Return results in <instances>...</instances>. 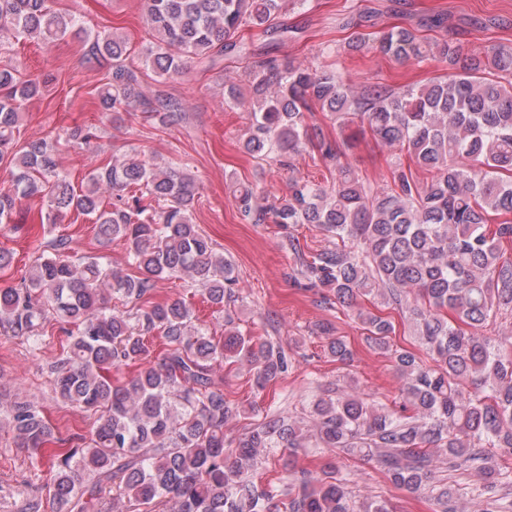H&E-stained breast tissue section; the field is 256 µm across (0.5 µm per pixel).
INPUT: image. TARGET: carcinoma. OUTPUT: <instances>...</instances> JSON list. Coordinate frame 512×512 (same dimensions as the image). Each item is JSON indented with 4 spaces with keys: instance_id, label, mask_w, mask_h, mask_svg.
Masks as SVG:
<instances>
[{
    "instance_id": "obj_1",
    "label": "carcinoma",
    "mask_w": 512,
    "mask_h": 512,
    "mask_svg": "<svg viewBox=\"0 0 512 512\" xmlns=\"http://www.w3.org/2000/svg\"><path fill=\"white\" fill-rule=\"evenodd\" d=\"M307 0H147L154 42L132 63L127 39L105 30L91 33L71 13L48 0H0V40L14 33L50 42L84 35L87 63L110 61L96 88L104 112L142 111L163 123L180 111L162 90L135 94L142 70L172 78L193 60L237 51L245 60L247 92L224 86V104L247 106L251 131L244 148L259 157H288L310 146L336 181L325 187L293 180L288 195L265 205L249 186L236 196L241 215L254 224H312L329 244L305 253L286 237L296 256L294 273L306 288H322L321 302L357 310L369 347L393 359L404 381L396 416L358 393L316 399L306 418L264 419L235 442L224 425L239 414L224 396L215 365L244 360L263 389L288 372L277 343L256 344L235 325L227 306L239 301L237 277L193 220L195 175L173 162L137 155L95 169L76 188L59 170L56 145L19 144V110L39 84L15 68L0 67V170L10 187L0 190V224H15L25 202L45 199L50 224L69 213L87 216L102 243L123 239L138 274L105 266L99 257L72 254L62 235L43 245L18 283L0 286V327L34 344L55 320L73 323L67 350L47 366L63 403L90 411V436L62 441L48 491L37 490L24 512H391L383 500L355 499L336 464L323 477L289 475L288 501L257 485L254 472L267 450L294 451L310 442L350 457L375 459L391 480L411 493L427 490L439 512H458L455 490L429 481L439 460L469 468L484 481L492 509L512 508V481L502 479L492 448L512 450V336H478L502 309L512 310V45L469 48L460 42L429 43L393 27L355 47L372 45L397 60L441 58L448 72L422 86L395 90L354 88L332 67L308 69L290 61L236 50L241 29L274 32L280 18ZM327 112L336 137L325 135L308 114ZM408 154L396 158L391 186L375 192L343 164L365 133ZM112 195L102 203L100 191ZM157 206L148 209L141 198ZM188 278L207 302L224 312V335L197 323L179 297L152 301L157 281ZM409 309L415 335L434 366L391 343L388 319L356 309L362 296ZM132 305L108 307L112 298ZM455 315L448 321L446 311ZM330 357L347 362L351 350L332 327ZM164 339L159 361L148 339ZM6 420L23 448L49 442V426L31 400L6 404Z\"/></svg>"
}]
</instances>
